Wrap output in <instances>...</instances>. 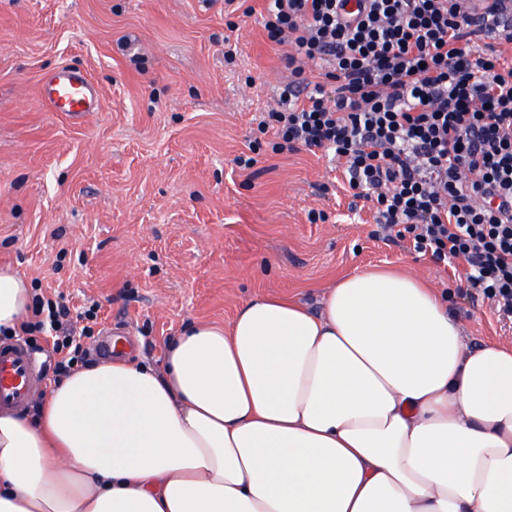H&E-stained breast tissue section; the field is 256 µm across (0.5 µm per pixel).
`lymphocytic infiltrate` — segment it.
Listing matches in <instances>:
<instances>
[{
  "instance_id": "1",
  "label": "lymphocytic infiltrate",
  "mask_w": 512,
  "mask_h": 512,
  "mask_svg": "<svg viewBox=\"0 0 512 512\" xmlns=\"http://www.w3.org/2000/svg\"><path fill=\"white\" fill-rule=\"evenodd\" d=\"M266 0L264 28L286 43L291 78L258 122L282 145L331 153L370 201L384 240L443 263L464 259L468 288L512 318V5L506 0ZM485 50L474 53L475 41ZM320 69L310 82L307 66ZM88 365L65 305L38 302Z\"/></svg>"
}]
</instances>
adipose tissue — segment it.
<instances>
[{"label":"adipose tissue","instance_id":"adipose-tissue-1","mask_svg":"<svg viewBox=\"0 0 512 512\" xmlns=\"http://www.w3.org/2000/svg\"><path fill=\"white\" fill-rule=\"evenodd\" d=\"M30 284L0 267V330ZM402 269L199 322L0 411V512H512V345Z\"/></svg>","mask_w":512,"mask_h":512}]
</instances>
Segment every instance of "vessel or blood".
<instances>
[{
	"label": "vessel or blood",
	"mask_w": 512,
	"mask_h": 512,
	"mask_svg": "<svg viewBox=\"0 0 512 512\" xmlns=\"http://www.w3.org/2000/svg\"><path fill=\"white\" fill-rule=\"evenodd\" d=\"M38 96L50 111L78 118L96 111L99 101L87 72L71 67L45 76ZM41 389V369L30 350L20 342H0V407H24Z\"/></svg>",
	"instance_id": "1"
}]
</instances>
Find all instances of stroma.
Instances as JSON below:
<instances>
[{"mask_svg":"<svg viewBox=\"0 0 512 512\" xmlns=\"http://www.w3.org/2000/svg\"><path fill=\"white\" fill-rule=\"evenodd\" d=\"M247 2L248 17L224 0H0V265L34 297L96 311L82 343L98 362L118 335L132 360L159 363L189 322L229 323L265 294L315 307L374 266L448 292L469 343L511 344L512 322L465 288L464 261L372 237L370 202L323 152H276L257 132L290 73L262 0ZM63 66L91 75L95 115L40 103V79Z\"/></svg>","mask_w":512,"mask_h":512,"instance_id":"stroma-1","label":"stroma"}]
</instances>
